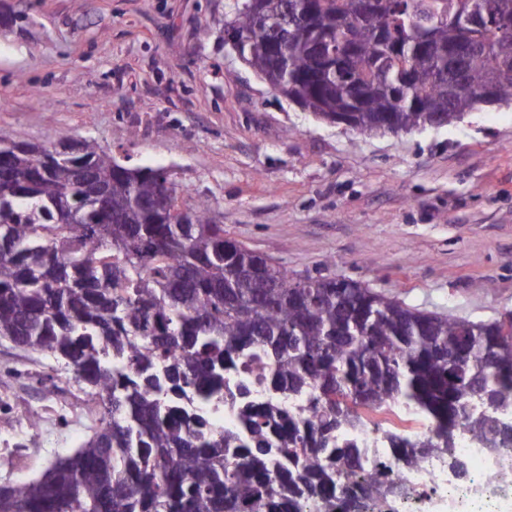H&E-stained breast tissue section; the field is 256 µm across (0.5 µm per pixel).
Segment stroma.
<instances>
[{"label": "stroma", "mask_w": 512, "mask_h": 512, "mask_svg": "<svg viewBox=\"0 0 512 512\" xmlns=\"http://www.w3.org/2000/svg\"><path fill=\"white\" fill-rule=\"evenodd\" d=\"M235 0H0V138L91 139L166 169L224 235L451 318L512 313V105L363 133L301 111L224 43ZM0 485L98 417L63 363L0 338Z\"/></svg>", "instance_id": "1"}]
</instances>
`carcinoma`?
<instances>
[{"label":"carcinoma","mask_w":512,"mask_h":512,"mask_svg":"<svg viewBox=\"0 0 512 512\" xmlns=\"http://www.w3.org/2000/svg\"><path fill=\"white\" fill-rule=\"evenodd\" d=\"M236 0L224 31L259 75L348 126L452 124L487 83L512 103V0ZM287 13L277 36L261 18ZM330 37L349 48L331 66ZM0 155V337L68 364L100 427L45 474L0 485V512H387L411 488L370 464L373 433L403 467L454 468L482 441L512 481V343L505 320L411 307L332 275L295 279L230 251L206 202L177 200L163 168L130 166L85 139L72 153L21 142ZM229 399L222 432L182 412ZM404 406L418 437L378 414Z\"/></svg>","instance_id":"obj_1"}]
</instances>
